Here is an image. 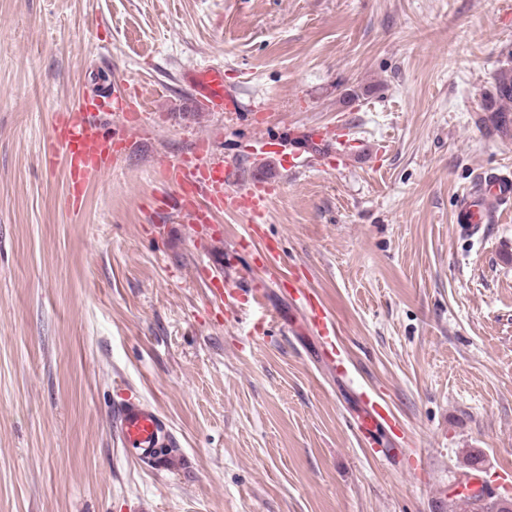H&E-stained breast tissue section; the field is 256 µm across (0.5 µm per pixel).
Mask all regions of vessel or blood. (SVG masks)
Masks as SVG:
<instances>
[{"instance_id": "vessel-or-blood-1", "label": "vessel or blood", "mask_w": 512, "mask_h": 512, "mask_svg": "<svg viewBox=\"0 0 512 512\" xmlns=\"http://www.w3.org/2000/svg\"><path fill=\"white\" fill-rule=\"evenodd\" d=\"M187 81L197 105L205 111H235L236 95L224 84L223 68L207 66L189 73ZM108 109L126 116L135 111L129 84L114 89ZM303 138L304 145L297 146L268 134L258 136L251 141L249 155L255 164L273 160L283 170L296 174L323 159L333 142L330 133L320 130L304 133ZM128 142L124 135L106 136L89 105H72L53 114L46 160L62 165L68 184L67 206L72 212L80 211L89 180L111 169L122 145ZM273 190L272 183L263 178L241 182L223 155L214 153L206 141L200 140L191 153L163 164L161 185L152 191L150 200L154 211L174 210L181 223L201 227L214 223L216 216L224 212L245 216L249 232L238 241L237 251L250 253L253 260L275 268L280 264L279 253L258 233ZM511 205V174H479L473 192L460 200L463 232L479 234L483 225L495 222L499 210ZM287 293L310 312L312 329L320 336L324 353L335 355L336 324L319 296L293 272L288 275ZM359 406L353 423L359 435L396 429V418L388 405L363 398ZM110 424L122 448L135 461L157 473L168 469L165 451L178 447L179 442L157 407L140 399H122L111 412Z\"/></svg>"}]
</instances>
